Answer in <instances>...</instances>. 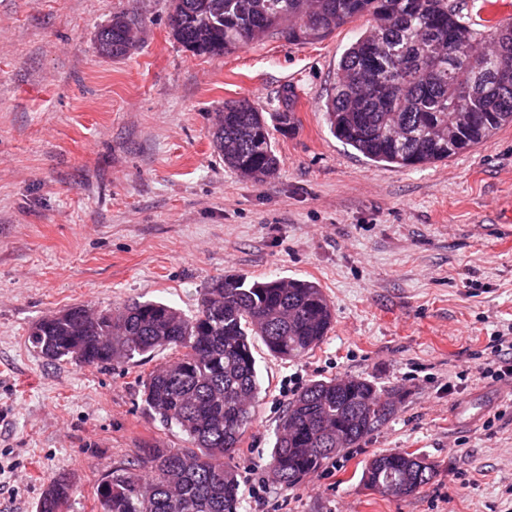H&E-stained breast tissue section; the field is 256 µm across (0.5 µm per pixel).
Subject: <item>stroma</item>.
I'll use <instances>...</instances> for the list:
<instances>
[{"label":"stroma","instance_id":"obj_1","mask_svg":"<svg viewBox=\"0 0 512 512\" xmlns=\"http://www.w3.org/2000/svg\"><path fill=\"white\" fill-rule=\"evenodd\" d=\"M138 44L97 49L113 15ZM170 0H0V512H37L66 477L62 512H101L98 483L142 448H182L143 401L170 351L113 364L50 363L33 325L74 304L158 300L194 314L224 275L304 279L333 325L307 356L263 342V391L227 457L241 512H512V378L480 377L512 334V125L445 162L372 163L333 136L322 110L364 15L325 39L270 37L199 57L170 34ZM298 119L273 132L264 182L225 167L211 132L225 103ZM359 377L403 398L393 418L288 490L267 464L289 399ZM416 451L435 468L416 493L362 480L375 455ZM72 495V486L65 479L50 482L43 492L40 512H59Z\"/></svg>","mask_w":512,"mask_h":512}]
</instances>
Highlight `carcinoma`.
Listing matches in <instances>:
<instances>
[{
	"label": "carcinoma",
	"instance_id": "1",
	"mask_svg": "<svg viewBox=\"0 0 512 512\" xmlns=\"http://www.w3.org/2000/svg\"><path fill=\"white\" fill-rule=\"evenodd\" d=\"M173 38L197 56H221L269 36L290 44L321 40L369 14L371 30L351 43L323 111L331 134L372 163L443 162L512 125V23L478 30L449 0H186ZM134 22L115 15L98 34L100 54L119 58ZM212 141L224 166L261 180L279 166L266 117L248 101L224 105ZM332 311L310 281L213 280L192 316L157 301L112 311L74 305L42 318L28 341L49 361L99 367L170 350L173 360L143 380L147 410L191 448H147L136 468L116 469L96 488L102 512H239L240 483L224 457L239 448L262 391L253 341L285 360L318 347ZM388 391L362 378L315 381L288 401L268 469L277 483L303 479L385 425L397 410ZM408 450L364 468L383 497L424 477ZM73 495L63 478L45 488L40 512H60Z\"/></svg>",
	"mask_w": 512,
	"mask_h": 512
}]
</instances>
